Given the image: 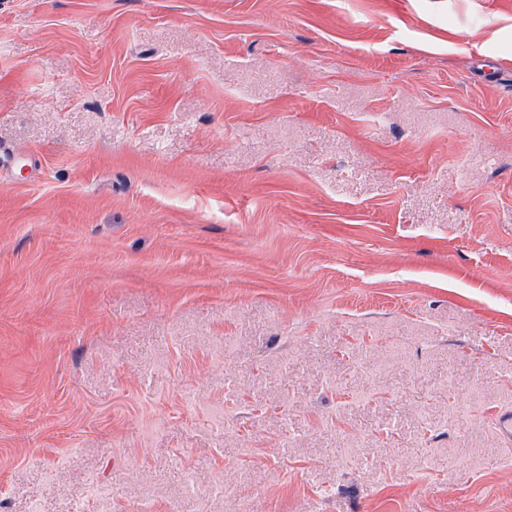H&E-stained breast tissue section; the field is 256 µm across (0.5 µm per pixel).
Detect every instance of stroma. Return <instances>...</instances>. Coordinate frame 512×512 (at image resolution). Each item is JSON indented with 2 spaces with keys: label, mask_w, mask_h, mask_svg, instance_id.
<instances>
[{
  "label": "stroma",
  "mask_w": 512,
  "mask_h": 512,
  "mask_svg": "<svg viewBox=\"0 0 512 512\" xmlns=\"http://www.w3.org/2000/svg\"><path fill=\"white\" fill-rule=\"evenodd\" d=\"M512 5L0 0V512H512Z\"/></svg>",
  "instance_id": "1"
}]
</instances>
